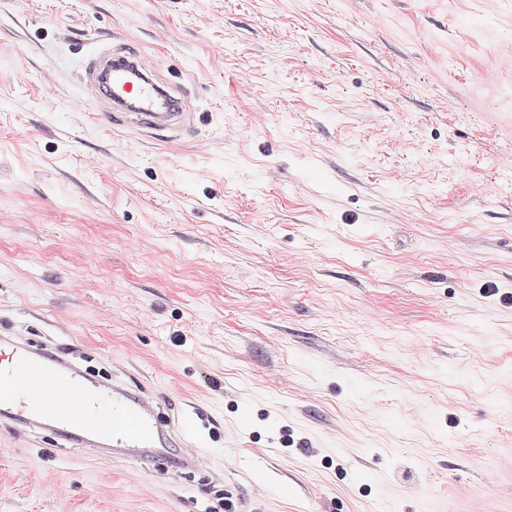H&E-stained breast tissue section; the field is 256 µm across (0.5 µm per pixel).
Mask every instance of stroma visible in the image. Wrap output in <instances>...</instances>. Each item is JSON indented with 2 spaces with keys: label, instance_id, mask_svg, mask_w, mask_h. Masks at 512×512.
<instances>
[{
  "label": "stroma",
  "instance_id": "stroma-1",
  "mask_svg": "<svg viewBox=\"0 0 512 512\" xmlns=\"http://www.w3.org/2000/svg\"><path fill=\"white\" fill-rule=\"evenodd\" d=\"M116 32L186 143L95 121ZM509 55L512 0H0V336L205 413L178 472L2 420L0 512H512Z\"/></svg>",
  "mask_w": 512,
  "mask_h": 512
}]
</instances>
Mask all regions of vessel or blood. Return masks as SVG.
Segmentation results:
<instances>
[{
	"label": "vessel or blood",
	"instance_id": "1",
	"mask_svg": "<svg viewBox=\"0 0 512 512\" xmlns=\"http://www.w3.org/2000/svg\"><path fill=\"white\" fill-rule=\"evenodd\" d=\"M81 84L105 112L154 140L176 143L190 127L191 93L166 82L156 54L124 42L94 45ZM155 408L153 397L89 380L67 364L46 366L26 345L0 339V419L57 430L97 418L110 447L156 458L164 423Z\"/></svg>",
	"mask_w": 512,
	"mask_h": 512
}]
</instances>
